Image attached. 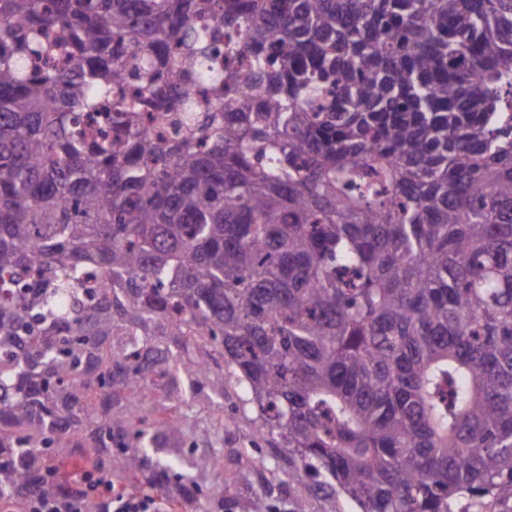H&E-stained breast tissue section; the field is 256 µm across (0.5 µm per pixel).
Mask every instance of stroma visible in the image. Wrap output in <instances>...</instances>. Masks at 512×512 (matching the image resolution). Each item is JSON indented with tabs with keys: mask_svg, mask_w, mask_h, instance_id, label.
Returning <instances> with one entry per match:
<instances>
[{
	"mask_svg": "<svg viewBox=\"0 0 512 512\" xmlns=\"http://www.w3.org/2000/svg\"><path fill=\"white\" fill-rule=\"evenodd\" d=\"M212 374L224 378L223 391L193 385L186 375L151 374V401L123 391L112 398V417L127 426L131 451L144 452L137 432L154 433L156 422L169 421L162 436L167 450L178 455L183 469L201 456L220 454L223 473L197 472L187 497L173 512H240L243 502L263 498L268 512H291L300 489L288 480V451L261 438L255 406L225 363Z\"/></svg>",
	"mask_w": 512,
	"mask_h": 512,
	"instance_id": "stroma-1",
	"label": "stroma"
}]
</instances>
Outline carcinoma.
I'll return each instance as SVG.
<instances>
[{"label":"carcinoma","instance_id":"cac0c4a2","mask_svg":"<svg viewBox=\"0 0 512 512\" xmlns=\"http://www.w3.org/2000/svg\"><path fill=\"white\" fill-rule=\"evenodd\" d=\"M146 336L310 493L512 512V0H0L8 486L127 447Z\"/></svg>","mask_w":512,"mask_h":512}]
</instances>
